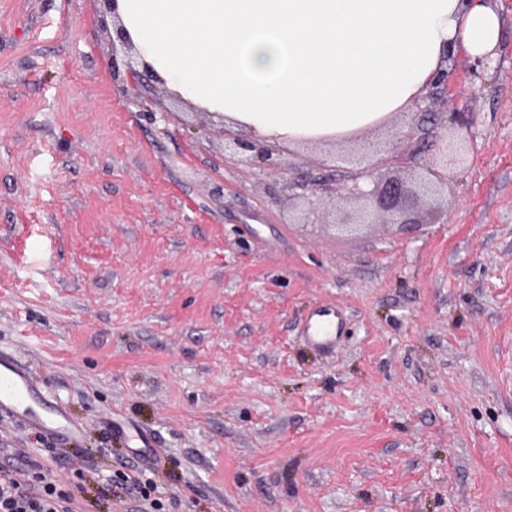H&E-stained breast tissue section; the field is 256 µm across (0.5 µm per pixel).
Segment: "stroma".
Returning <instances> with one entry per match:
<instances>
[{
  "mask_svg": "<svg viewBox=\"0 0 512 512\" xmlns=\"http://www.w3.org/2000/svg\"><path fill=\"white\" fill-rule=\"evenodd\" d=\"M471 131L414 235L341 232L157 85L112 84L101 0H0V351L83 426L102 480L150 435L158 512H512V0ZM285 149L292 172L344 152ZM344 315L334 351L301 331Z\"/></svg>",
  "mask_w": 512,
  "mask_h": 512,
  "instance_id": "35a3bbf8",
  "label": "stroma"
}]
</instances>
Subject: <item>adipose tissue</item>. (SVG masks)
<instances>
[{"mask_svg":"<svg viewBox=\"0 0 512 512\" xmlns=\"http://www.w3.org/2000/svg\"><path fill=\"white\" fill-rule=\"evenodd\" d=\"M140 60L230 128L343 143L417 100L447 56L489 64L490 0H116Z\"/></svg>","mask_w":512,"mask_h":512,"instance_id":"ef3b65f1","label":"adipose tissue"}]
</instances>
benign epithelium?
Here are the masks:
<instances>
[{
	"mask_svg": "<svg viewBox=\"0 0 512 512\" xmlns=\"http://www.w3.org/2000/svg\"><path fill=\"white\" fill-rule=\"evenodd\" d=\"M132 60L133 57L130 56L125 62L126 77L122 79L117 58H112L115 87L124 93L125 84L134 82L136 87L143 90V93L139 94L140 111L148 113L150 119L155 121L157 117L152 108V101L145 94V90L152 84L153 74L146 69L137 70L132 65ZM421 101L428 103V107L433 109L432 113L424 112L422 116L430 115L435 118L441 113H447L454 124L467 129L472 127V119H464L465 113L455 110L456 96L450 88L448 72L440 73L426 86ZM417 131L418 126L411 125L392 134L388 147L389 156L386 158L388 163L402 162L397 145L401 141L417 138ZM219 132L229 139L233 153L248 156L250 161L267 173L281 178L284 188L288 190V196L305 200L311 213L316 212L323 203L339 210L345 202H363L364 208L354 214H347L338 222V226L343 230H352L376 222L396 225L402 231L419 228L423 225L419 213L424 202L435 196L439 186L445 184L443 172L459 162V154L448 149V139L434 135L432 146L436 150V162L418 165L417 173L407 178H383L380 174L382 163L371 157L368 152L358 159L360 168L356 170L344 171L336 165L326 166L318 175L304 178L290 173L289 169L285 168L279 158L278 145L256 136L231 138L228 131L222 127L219 128Z\"/></svg>",
	"mask_w": 512,
	"mask_h": 512,
	"instance_id": "benign-epithelium-1",
	"label": "benign epithelium"
}]
</instances>
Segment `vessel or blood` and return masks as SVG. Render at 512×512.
I'll list each match as a JSON object with an SVG mask.
<instances>
[{
    "label": "vessel or blood",
    "instance_id": "vessel-or-blood-1",
    "mask_svg": "<svg viewBox=\"0 0 512 512\" xmlns=\"http://www.w3.org/2000/svg\"><path fill=\"white\" fill-rule=\"evenodd\" d=\"M341 324L342 316L335 309L314 313L306 326L307 343L317 350L334 349ZM18 415L24 416L29 430L52 438L66 440L82 430L64 407L40 393L22 360L0 351V422Z\"/></svg>",
    "mask_w": 512,
    "mask_h": 512
}]
</instances>
